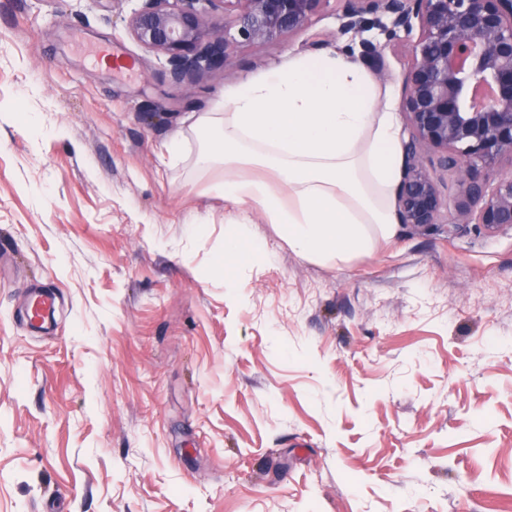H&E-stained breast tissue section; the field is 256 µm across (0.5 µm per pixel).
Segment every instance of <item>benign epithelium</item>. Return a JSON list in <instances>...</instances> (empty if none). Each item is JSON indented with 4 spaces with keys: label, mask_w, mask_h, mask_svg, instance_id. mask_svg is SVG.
Here are the masks:
<instances>
[{
    "label": "benign epithelium",
    "mask_w": 512,
    "mask_h": 512,
    "mask_svg": "<svg viewBox=\"0 0 512 512\" xmlns=\"http://www.w3.org/2000/svg\"><path fill=\"white\" fill-rule=\"evenodd\" d=\"M132 38L163 54L176 85L224 66L240 42L266 44L305 31L323 0H141ZM340 31L374 24L418 36L402 109L410 126L397 198L399 221L435 224L438 189L422 151L457 174L460 223L512 228V174L488 189L486 170L512 158V0H345Z\"/></svg>",
    "instance_id": "benign-epithelium-1"
}]
</instances>
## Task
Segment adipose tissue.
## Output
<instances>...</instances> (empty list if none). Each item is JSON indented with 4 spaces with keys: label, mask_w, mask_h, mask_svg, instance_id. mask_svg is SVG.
<instances>
[{
    "label": "adipose tissue",
    "mask_w": 512,
    "mask_h": 512,
    "mask_svg": "<svg viewBox=\"0 0 512 512\" xmlns=\"http://www.w3.org/2000/svg\"><path fill=\"white\" fill-rule=\"evenodd\" d=\"M193 164L211 192L262 210L289 246L322 262L397 233L401 129L388 89L343 54L294 55L199 116ZM265 170L246 179L238 167Z\"/></svg>",
    "instance_id": "ef3b65f1"
}]
</instances>
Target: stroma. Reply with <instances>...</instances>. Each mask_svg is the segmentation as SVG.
Here are the masks:
<instances>
[{"mask_svg":"<svg viewBox=\"0 0 512 512\" xmlns=\"http://www.w3.org/2000/svg\"><path fill=\"white\" fill-rule=\"evenodd\" d=\"M140 6L0 0V512L512 508V228L457 224L426 150L437 223L321 263L166 152L292 54L369 39L402 100L413 35L341 33L323 0L179 87ZM55 303L54 295L35 290L28 311V319L31 327L42 328L46 322L48 312Z\"/></svg>","mask_w":512,"mask_h":512,"instance_id":"stroma-1","label":"stroma"}]
</instances>
